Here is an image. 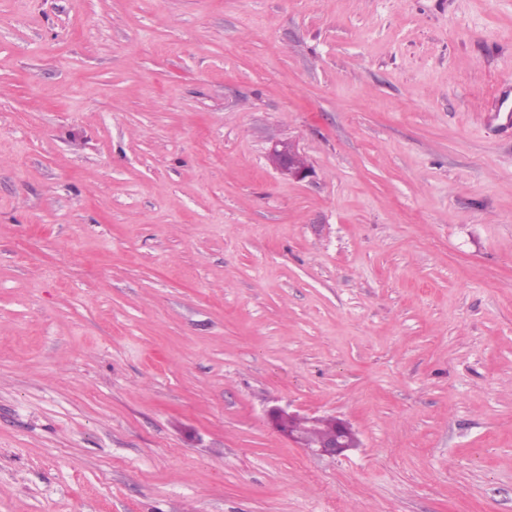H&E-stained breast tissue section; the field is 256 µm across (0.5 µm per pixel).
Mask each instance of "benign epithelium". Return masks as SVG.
I'll list each match as a JSON object with an SVG mask.
<instances>
[{
    "mask_svg": "<svg viewBox=\"0 0 512 512\" xmlns=\"http://www.w3.org/2000/svg\"><path fill=\"white\" fill-rule=\"evenodd\" d=\"M270 158L282 174L294 180L303 181L312 176V166L304 161L303 154L290 141L275 142L270 150ZM267 419L274 430L287 437L289 441L316 455L334 458L344 455L348 450L360 447V439L356 431L348 422L336 417L331 418L333 423L331 433L322 439L315 448L309 447L304 431L297 428V423L302 422L310 427L322 421L323 417L301 415L282 407H273L267 412Z\"/></svg>",
    "mask_w": 512,
    "mask_h": 512,
    "instance_id": "1",
    "label": "benign epithelium"
}]
</instances>
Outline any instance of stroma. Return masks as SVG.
<instances>
[{"label": "stroma", "mask_w": 512, "mask_h": 512, "mask_svg": "<svg viewBox=\"0 0 512 512\" xmlns=\"http://www.w3.org/2000/svg\"><path fill=\"white\" fill-rule=\"evenodd\" d=\"M0 512H512V0H0ZM270 158L275 167L289 178L303 181L312 176V166L304 161L303 154L291 141H276L270 150ZM267 419L274 430L296 445L306 448L312 454L334 458L344 456L346 451L360 447V439L356 431L348 422L336 417L301 415L297 412H290L286 408L272 407L267 412ZM323 419L328 420H324L319 426L304 429L310 444L314 445L321 440L316 448H309L304 431L297 428L296 424L302 422L310 427ZM329 420L333 423V429Z\"/></svg>", "instance_id": "stroma-1"}]
</instances>
